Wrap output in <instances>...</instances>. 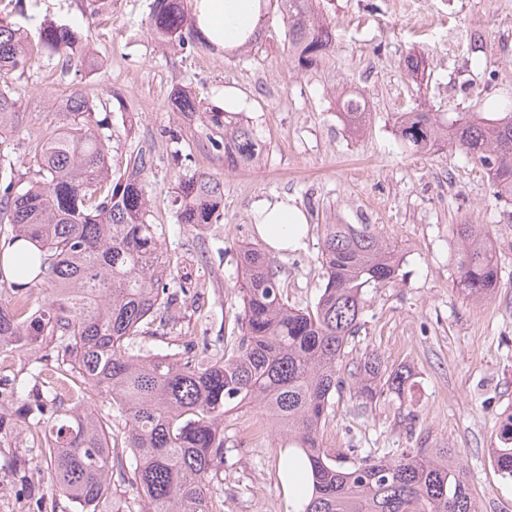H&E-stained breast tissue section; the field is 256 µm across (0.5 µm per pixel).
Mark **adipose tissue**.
<instances>
[{
	"mask_svg": "<svg viewBox=\"0 0 512 512\" xmlns=\"http://www.w3.org/2000/svg\"><path fill=\"white\" fill-rule=\"evenodd\" d=\"M268 0H194L199 36L220 50H232L254 38L267 12ZM256 231L271 249L301 248L308 232L305 211L294 199L262 200L254 207Z\"/></svg>",
	"mask_w": 512,
	"mask_h": 512,
	"instance_id": "ef3b65f1",
	"label": "adipose tissue"
}]
</instances>
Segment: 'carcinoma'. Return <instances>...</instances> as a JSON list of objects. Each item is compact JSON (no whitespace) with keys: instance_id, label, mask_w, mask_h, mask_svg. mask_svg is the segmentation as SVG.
<instances>
[{"instance_id":"carcinoma-1","label":"carcinoma","mask_w":512,"mask_h":512,"mask_svg":"<svg viewBox=\"0 0 512 512\" xmlns=\"http://www.w3.org/2000/svg\"><path fill=\"white\" fill-rule=\"evenodd\" d=\"M288 51L298 68L315 65L334 47L332 20L320 0H276ZM190 0H152L148 31L185 48ZM80 60L82 37L65 25L43 23L37 42L0 16V78L37 61L42 52ZM172 106L198 109L179 88ZM66 109L73 126L30 149L29 175L0 167V223L8 241L39 248L36 271L19 267L26 283L0 271V438L21 428L48 465L42 498L59 497L81 512H110L112 475H118L147 512H212L215 463L224 462V416L252 404L288 435L285 471L301 465L306 487L299 512H477L464 460L453 449L419 448L394 459L365 458L346 468L319 436L333 394L346 381L362 407L384 393L405 395L411 371L390 369L370 353L348 377L345 350L360 327L367 288L398 276L399 259L371 224L324 225V284L314 306H288L275 262L254 244L240 249V334L231 353H153L137 346L164 336L173 312L174 263L163 225L152 223L146 177L155 166L139 149L112 173L110 136L98 131L95 105L76 88ZM354 125L364 115L357 95L340 102ZM18 98L0 86V136L14 128ZM205 139L231 168L251 166L260 152L256 130L218 106L206 108ZM402 140L416 153L453 138L489 172L498 196L512 197V112L457 113L443 122L430 112H407ZM224 184L206 171L179 179L170 205L180 223L201 231L223 216ZM460 248L458 286L487 298L500 278L482 224H455ZM42 350L33 388L12 373L16 361ZM109 396L99 413L88 386ZM493 463L512 481V413L502 420ZM131 450L134 465L113 449Z\"/></svg>"}]
</instances>
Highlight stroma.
I'll return each mask as SVG.
<instances>
[{
	"mask_svg": "<svg viewBox=\"0 0 512 512\" xmlns=\"http://www.w3.org/2000/svg\"><path fill=\"white\" fill-rule=\"evenodd\" d=\"M149 3L112 0L108 12L96 15L91 0H0V16L28 35L45 22L67 25L104 61L88 73L78 61L46 56L7 75L21 104L4 137L15 170L26 172L36 140L70 124L65 102L78 87L100 103L97 118L108 121L112 166L138 148L152 151L155 167L146 181L152 221L166 227L177 263L174 286L186 292L174 332L142 338L155 353L189 343L231 348L240 312L238 247L260 241L251 214L256 201L287 195L308 216L305 247L276 256L285 296L297 308L320 295L323 225H374L396 247L399 275L367 289L344 361L352 367L377 352L387 367L408 366L411 386L404 398L382 396L366 412L349 390L336 393L322 445L350 464L424 444L454 448L478 512H512V482L490 458L499 419L512 412V199L495 196L487 171L458 144L415 153L399 137L407 112L444 121L512 107V0H324L336 24L334 48L306 71L288 53L273 2L259 38L225 55L199 44L183 50L156 42L147 31ZM413 54L428 63L418 81L405 69ZM180 86L219 107L225 88L237 89L246 102L242 115L261 140L260 161L225 169L172 110L170 96ZM345 93L365 100L362 135H352L339 115ZM197 170L224 183V216L201 232L179 224L169 206L179 176ZM456 224H482L489 232L501 278L486 301L456 286ZM287 445L258 408L227 414L213 512H294L279 462ZM36 455L22 431L0 440V512H75L63 497L40 501L44 477Z\"/></svg>",
	"mask_w": 512,
	"mask_h": 512,
	"instance_id": "35a3bbf8",
	"label": "stroma"
}]
</instances>
